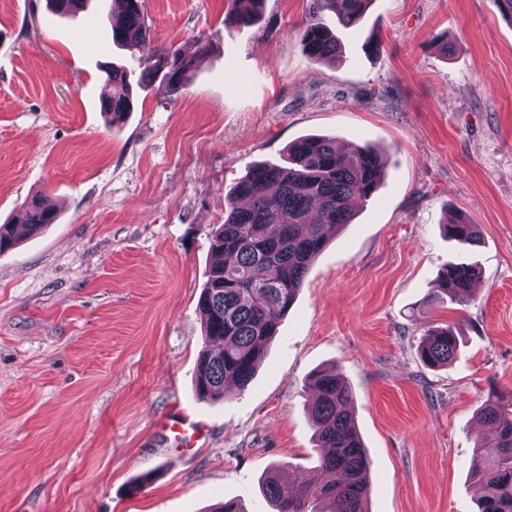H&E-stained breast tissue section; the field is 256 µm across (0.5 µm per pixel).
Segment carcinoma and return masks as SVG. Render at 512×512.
I'll use <instances>...</instances> for the list:
<instances>
[{"instance_id": "cac0c4a2", "label": "carcinoma", "mask_w": 512, "mask_h": 512, "mask_svg": "<svg viewBox=\"0 0 512 512\" xmlns=\"http://www.w3.org/2000/svg\"><path fill=\"white\" fill-rule=\"evenodd\" d=\"M87 0H47L52 11L72 15ZM123 13L111 23L112 43L129 49L147 45L150 28L144 0H121ZM264 0H228L224 31L232 33L256 23ZM372 0H309L299 30L303 51L312 59L336 63L341 45L326 23L328 14L341 27L360 24ZM192 61L180 49L156 47L147 56L141 80L168 90L183 88ZM101 107L109 125L122 123L133 109L132 83L125 71L105 70ZM380 152L369 144L345 152L329 136H306L288 146L284 164L252 166L229 187L224 223L210 241L213 262L198 308L204 319L205 341L195 367V389L206 401L218 402L233 384L240 392L252 383L266 347L277 335L292 307L308 269L326 246L330 234L354 219V204L366 201L382 174ZM58 211L50 196L38 194L19 211L18 223L37 235L56 223ZM448 240L466 252L479 243L477 225L452 220L445 225ZM19 240L14 222L0 224V253ZM479 277L465 259L445 266L439 287L430 289L428 303L465 304ZM462 336L453 325L424 331L417 353L429 368L446 367L459 354ZM309 388L315 399L309 419L323 449L320 469L335 479L317 484L283 481L267 476L263 493L276 512H368V463L356 430L353 391L343 375L317 373ZM478 429L493 431L486 454V437L478 434L470 470L478 486V512H512V392L492 394L476 414Z\"/></svg>"}]
</instances>
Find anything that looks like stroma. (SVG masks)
<instances>
[{"mask_svg": "<svg viewBox=\"0 0 512 512\" xmlns=\"http://www.w3.org/2000/svg\"><path fill=\"white\" fill-rule=\"evenodd\" d=\"M227 6L145 0L152 46L180 48L192 78L142 87L111 126L103 71L135 79L145 57L113 44L111 0L68 17L0 0V223L44 192L59 209L0 254V512H273L269 465L321 476L308 383L331 369L353 391L369 512H477L474 416L490 387L512 389V24L496 0H374L337 28L329 65L299 44L307 0H265L233 35ZM307 135L374 146L381 182L312 263L248 389L201 400L198 300L225 194ZM459 214L480 231L474 298L432 309ZM440 324L463 340L430 369L416 347ZM176 410L199 424L191 446L164 430Z\"/></svg>", "mask_w": 512, "mask_h": 512, "instance_id": "stroma-1", "label": "stroma"}]
</instances>
